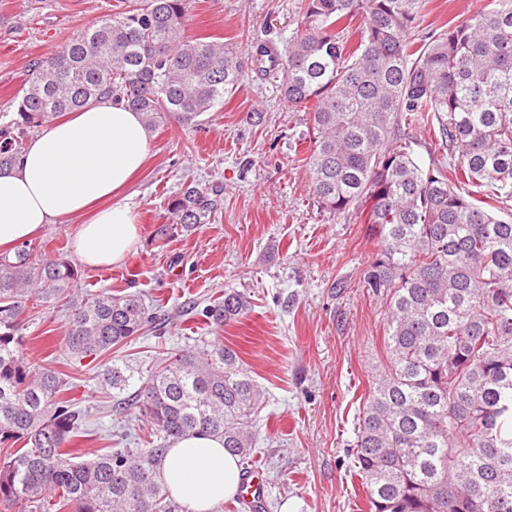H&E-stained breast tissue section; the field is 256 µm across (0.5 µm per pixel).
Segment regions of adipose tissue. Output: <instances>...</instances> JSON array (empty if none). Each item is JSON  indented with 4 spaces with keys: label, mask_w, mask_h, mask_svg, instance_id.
I'll use <instances>...</instances> for the list:
<instances>
[{
    "label": "adipose tissue",
    "mask_w": 512,
    "mask_h": 512,
    "mask_svg": "<svg viewBox=\"0 0 512 512\" xmlns=\"http://www.w3.org/2000/svg\"><path fill=\"white\" fill-rule=\"evenodd\" d=\"M151 138L141 114L102 100L49 123L0 171V247L34 239L46 225L80 220L77 256L90 267L124 263L140 239L119 195L144 167ZM168 492L191 512H210L235 495L240 472L221 439L189 434L169 449L161 471Z\"/></svg>",
    "instance_id": "ef3b65f1"
}]
</instances>
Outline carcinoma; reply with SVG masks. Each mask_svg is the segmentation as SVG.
<instances>
[{
    "label": "carcinoma",
    "mask_w": 512,
    "mask_h": 512,
    "mask_svg": "<svg viewBox=\"0 0 512 512\" xmlns=\"http://www.w3.org/2000/svg\"><path fill=\"white\" fill-rule=\"evenodd\" d=\"M190 0H120L48 57L29 64L0 129V169L25 138L102 97L194 125L224 105L245 71L233 48L183 34ZM423 0H306L300 29L270 51L288 104L307 112L310 190L318 206L366 213L378 249L361 288L386 306L387 363L375 368L353 448L368 512H512V0L414 41ZM359 39L349 42L353 30ZM437 122L448 162L424 163L405 127ZM452 164L466 182L445 173ZM224 189L190 183L168 202L162 238L211 221ZM81 270L22 244L0 253V500L27 512H177L160 479L189 433L251 457L262 392L238 354L204 342L143 373L112 361L103 389L152 430L145 448L77 460L66 444L87 414L61 397V373L21 354L27 307L68 305L75 360L123 345L156 323L136 294L75 296ZM250 307L227 290L198 315L216 328Z\"/></svg>",
    "instance_id": "carcinoma-1"
}]
</instances>
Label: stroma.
<instances>
[{
  "label": "stroma",
  "mask_w": 512,
  "mask_h": 512,
  "mask_svg": "<svg viewBox=\"0 0 512 512\" xmlns=\"http://www.w3.org/2000/svg\"><path fill=\"white\" fill-rule=\"evenodd\" d=\"M483 0H426L412 38L444 31ZM117 0H0V125L29 64L75 32L112 14ZM304 0H191L189 39L221 40L247 63L245 80L222 108L195 126L167 119L151 133L152 152L128 191L141 228L135 252L120 265L82 267L91 292L138 293L165 323L97 359L74 361L65 347L66 310L28 312L25 360L65 374L64 399L89 412L71 448L114 447L128 418L101 393L105 363L124 359L151 367L156 357L214 331L189 304L206 306L225 290L245 292L251 308L221 331L265 394L256 421L253 465L268 486L266 512H360L364 493L351 448L366 405L371 368L384 357L385 306L360 286L377 250L361 214L317 207L305 159L306 114L281 94V74L251 68L257 42L296 31ZM262 113L260 123L246 121ZM224 187L210 223L188 237L156 236L169 223L167 202L184 181Z\"/></svg>",
  "instance_id": "stroma-1"
}]
</instances>
